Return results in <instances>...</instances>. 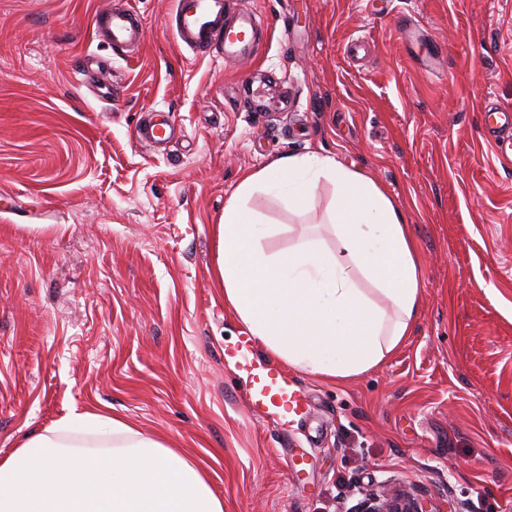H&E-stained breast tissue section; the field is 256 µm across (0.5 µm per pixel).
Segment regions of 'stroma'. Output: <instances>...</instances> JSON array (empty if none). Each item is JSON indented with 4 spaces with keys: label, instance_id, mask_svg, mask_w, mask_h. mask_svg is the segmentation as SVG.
<instances>
[{
    "label": "stroma",
    "instance_id": "35a3bbf8",
    "mask_svg": "<svg viewBox=\"0 0 512 512\" xmlns=\"http://www.w3.org/2000/svg\"><path fill=\"white\" fill-rule=\"evenodd\" d=\"M229 3L259 23L250 59L178 45L172 0H0V459L96 412L207 464L224 512H350L386 487L512 512V163L482 126L512 105V0ZM104 9L142 43L98 39ZM158 112L174 134L144 147ZM312 154L399 203L422 292L403 346L336 383L255 346L314 400L267 421L227 363L245 331L213 229L244 173ZM334 197L322 178L304 209L247 205L274 251ZM95 32L107 38L112 47L126 49L140 42L142 29L137 15L131 12H105L95 22Z\"/></svg>",
    "mask_w": 512,
    "mask_h": 512
}]
</instances>
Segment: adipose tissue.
I'll return each instance as SVG.
<instances>
[{
  "mask_svg": "<svg viewBox=\"0 0 512 512\" xmlns=\"http://www.w3.org/2000/svg\"><path fill=\"white\" fill-rule=\"evenodd\" d=\"M336 189L335 251L318 238L266 251L270 232L242 204L257 187L294 207L311 177ZM224 302L269 352L334 381L382 363L409 335L421 289L401 208L371 179L329 157L285 156L246 174L215 227ZM0 512H224L209 471L123 420L77 414L0 459Z\"/></svg>",
  "mask_w": 512,
  "mask_h": 512,
  "instance_id": "adipose-tissue-1",
  "label": "adipose tissue"
}]
</instances>
